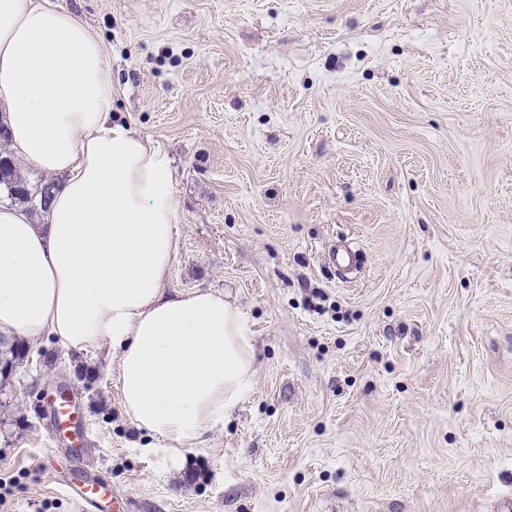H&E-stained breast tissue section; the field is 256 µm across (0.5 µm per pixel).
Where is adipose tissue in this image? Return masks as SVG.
I'll use <instances>...</instances> for the list:
<instances>
[{"instance_id": "1", "label": "adipose tissue", "mask_w": 512, "mask_h": 512, "mask_svg": "<svg viewBox=\"0 0 512 512\" xmlns=\"http://www.w3.org/2000/svg\"><path fill=\"white\" fill-rule=\"evenodd\" d=\"M0 121L16 161L62 180L40 218L0 204V334L109 345L127 419L179 462L251 393L256 344L222 293L168 286V153L113 122L104 46L55 0H0Z\"/></svg>"}]
</instances>
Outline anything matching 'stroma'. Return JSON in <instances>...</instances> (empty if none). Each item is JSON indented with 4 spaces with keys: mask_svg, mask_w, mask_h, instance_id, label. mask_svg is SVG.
Returning a JSON list of instances; mask_svg holds the SVG:
<instances>
[{
    "mask_svg": "<svg viewBox=\"0 0 512 512\" xmlns=\"http://www.w3.org/2000/svg\"><path fill=\"white\" fill-rule=\"evenodd\" d=\"M112 117L172 159L170 288L247 315L252 393L180 466L112 353L28 343L0 383V512H512V0H56ZM358 268L340 274L338 245ZM88 432L77 469L50 402ZM106 490H108L107 481L99 479L91 484L77 488L71 494V498L74 500L78 511L88 512L90 507H94L106 495Z\"/></svg>",
    "mask_w": 512,
    "mask_h": 512,
    "instance_id": "obj_1",
    "label": "stroma"
}]
</instances>
